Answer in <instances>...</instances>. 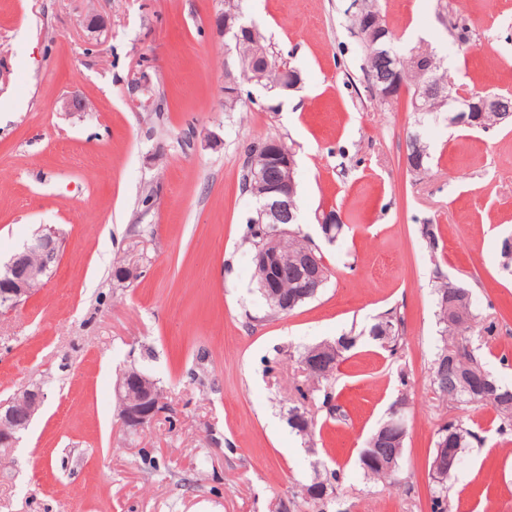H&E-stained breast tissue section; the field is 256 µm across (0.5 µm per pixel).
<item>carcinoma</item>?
I'll return each mask as SVG.
<instances>
[{
  "label": "carcinoma",
  "mask_w": 512,
  "mask_h": 512,
  "mask_svg": "<svg viewBox=\"0 0 512 512\" xmlns=\"http://www.w3.org/2000/svg\"><path fill=\"white\" fill-rule=\"evenodd\" d=\"M352 26L358 29L359 36L366 50V64L363 71L366 74L380 70L381 63L377 52L392 43L391 33H386L377 44H372V39L357 19H352ZM235 51L241 66L245 67L257 52H267L264 40L259 32H254L250 39L234 38ZM401 79L405 83L409 94H414L417 86L425 84H448L450 76L447 71L437 66L426 77H419L413 69L410 61H401L398 64ZM278 229L266 223V218L260 210H255V216L251 219L245 241L249 244L252 254L262 252L266 246L279 242L282 247L288 249L292 255L301 250L312 249L310 241L294 230L288 231V237L277 239ZM434 316L440 326V341L436 347L429 376L432 394L441 402L453 405L480 404L489 405L496 412L498 433L512 435V387L502 384L487 369L486 361L480 348L474 346L471 337L466 332L472 329L473 323L478 320L471 301L468 289L447 279L443 274H438L435 287V311ZM368 336L379 343L381 348L394 356L398 353L404 342V323L400 316L389 311L379 316L369 330ZM356 336H341L334 342L327 343V347L335 354L336 363L345 359V354L357 344ZM337 372L322 373L306 371V379L303 383L295 384L293 391L297 404L288 410V424L303 439H312L316 428L314 416L307 411V406L324 408L328 413H336L345 417L341 406L334 401L332 384ZM476 376L486 379L491 387L494 398L491 401L484 400L471 394L469 380ZM480 436L471 428L458 421H450L439 426L436 432L435 447L440 448L448 444V449L463 458L466 448L474 441H479ZM405 442L398 443V447L386 448L384 453H398L394 466L387 468L371 465L364 461L363 454H358V464L366 480L370 482H397L403 463ZM340 471L328 469L325 476H315L312 483L305 488L306 498L314 503L324 501V496L329 487L339 482ZM451 476L443 478L432 477L434 495L432 497V512H447L448 482Z\"/></svg>",
  "instance_id": "1"
}]
</instances>
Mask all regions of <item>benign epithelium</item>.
<instances>
[{"label": "benign epithelium", "mask_w": 512, "mask_h": 512, "mask_svg": "<svg viewBox=\"0 0 512 512\" xmlns=\"http://www.w3.org/2000/svg\"><path fill=\"white\" fill-rule=\"evenodd\" d=\"M218 24L229 32L239 28L241 32L251 27L239 23V16L232 10L218 17ZM411 60L416 70L426 75L435 63L434 56L427 50L416 48ZM404 87L399 82L386 87L368 89L371 96L382 95L388 101L398 99ZM445 101L450 97L444 88L426 86L417 88L413 102L419 111L428 110L432 98ZM488 112L501 114V119H512V106L505 105L498 95H466L454 114L456 126L480 127ZM259 163L251 162L252 178L247 183V191L263 203L262 211L267 223L280 228L281 236H288V225L295 223L293 199L297 192L294 172V154L277 138H267L260 144ZM323 234L331 238L336 225L344 223L341 214L325 210L319 216ZM62 244L60 231L55 227L45 228L37 233L15 253L8 262L0 263V306L14 307L32 290V285L49 277L57 262ZM257 269L261 274L260 286L268 303L283 311L294 307L307 297L310 289L322 285L328 276L322 263L309 251L294 254L287 260L279 248L268 249L256 258ZM292 279L294 291L286 295L281 285ZM116 393L125 397L119 418L123 427L142 430L166 407L163 394L155 391L154 380L134 369L120 375L116 383ZM45 401V393L39 387L26 388L10 401L0 404V445L15 447L19 434L27 430ZM457 466L453 453L441 450L432 471L444 477Z\"/></svg>", "instance_id": "1"}]
</instances>
